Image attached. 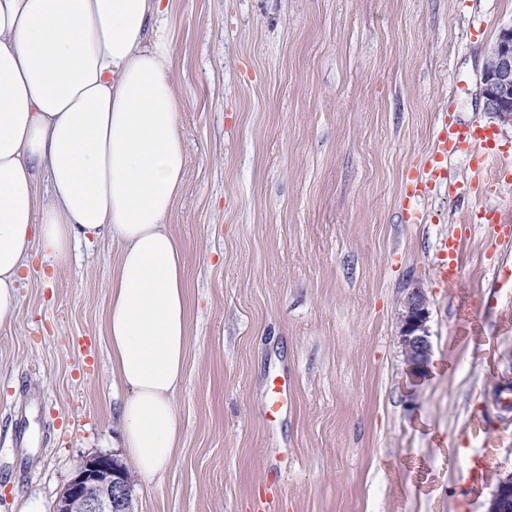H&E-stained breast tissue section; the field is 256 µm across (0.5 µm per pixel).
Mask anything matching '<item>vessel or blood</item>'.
Returning a JSON list of instances; mask_svg holds the SVG:
<instances>
[{
  "instance_id": "vessel-or-blood-1",
  "label": "vessel or blood",
  "mask_w": 512,
  "mask_h": 512,
  "mask_svg": "<svg viewBox=\"0 0 512 512\" xmlns=\"http://www.w3.org/2000/svg\"><path fill=\"white\" fill-rule=\"evenodd\" d=\"M468 151L470 167L481 179H493L499 168L496 137L491 129L473 123L468 125H451L441 131L433 147V154L420 176L411 178L405 185L403 204L409 211H416L419 201L425 198L436 185L447 182V171L443 166L445 158L459 151ZM458 239L449 237L440 246L441 258L438 274L443 281L455 279L458 269Z\"/></svg>"
}]
</instances>
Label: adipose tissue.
<instances>
[{
  "label": "adipose tissue",
  "instance_id": "adipose-tissue-1",
  "mask_svg": "<svg viewBox=\"0 0 512 512\" xmlns=\"http://www.w3.org/2000/svg\"><path fill=\"white\" fill-rule=\"evenodd\" d=\"M169 10L170 0H0V326L32 252L60 259L111 235L106 331L127 392L113 445L150 480L177 451L188 344L184 255L167 224L187 163Z\"/></svg>",
  "mask_w": 512,
  "mask_h": 512
}]
</instances>
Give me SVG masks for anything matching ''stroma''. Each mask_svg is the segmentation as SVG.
<instances>
[{"mask_svg": "<svg viewBox=\"0 0 512 512\" xmlns=\"http://www.w3.org/2000/svg\"><path fill=\"white\" fill-rule=\"evenodd\" d=\"M512 0H172L186 185L168 217L185 256L188 354L169 470L133 512H486L512 470V124L484 110L485 55ZM496 134L502 174L400 198L445 124ZM461 232L459 277L437 273ZM111 237L31 256L0 327V512H45L112 445L126 392L104 321ZM422 288L432 353L400 341ZM288 382L276 420L273 379Z\"/></svg>", "mask_w": 512, "mask_h": 512, "instance_id": "35a3bbf8", "label": "stroma"}]
</instances>
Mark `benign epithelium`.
Here are the masks:
<instances>
[{"instance_id": "1", "label": "benign epithelium", "mask_w": 512, "mask_h": 512, "mask_svg": "<svg viewBox=\"0 0 512 512\" xmlns=\"http://www.w3.org/2000/svg\"><path fill=\"white\" fill-rule=\"evenodd\" d=\"M484 110L512 122V28L501 33L486 55L482 73ZM423 291L409 293L401 313V344L417 372L427 366L431 342ZM132 486L122 465L109 454L83 458L56 500L53 512H131ZM487 512H512V472L497 478Z\"/></svg>"}]
</instances>
